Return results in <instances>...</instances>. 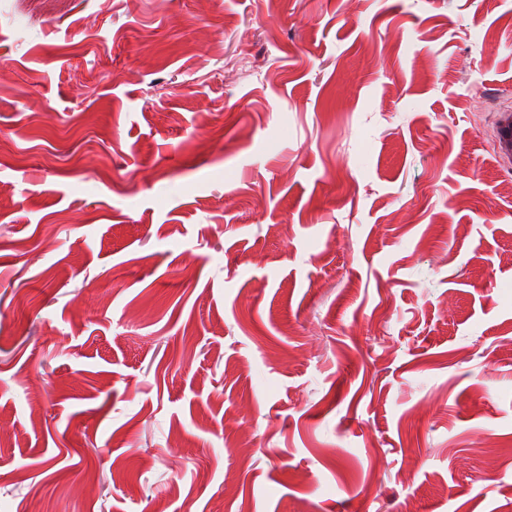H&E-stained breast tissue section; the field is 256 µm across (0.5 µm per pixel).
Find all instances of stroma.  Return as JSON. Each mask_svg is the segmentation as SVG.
<instances>
[{
    "label": "stroma",
    "instance_id": "obj_1",
    "mask_svg": "<svg viewBox=\"0 0 512 512\" xmlns=\"http://www.w3.org/2000/svg\"><path fill=\"white\" fill-rule=\"evenodd\" d=\"M512 0H0V512H512Z\"/></svg>",
    "mask_w": 512,
    "mask_h": 512
}]
</instances>
